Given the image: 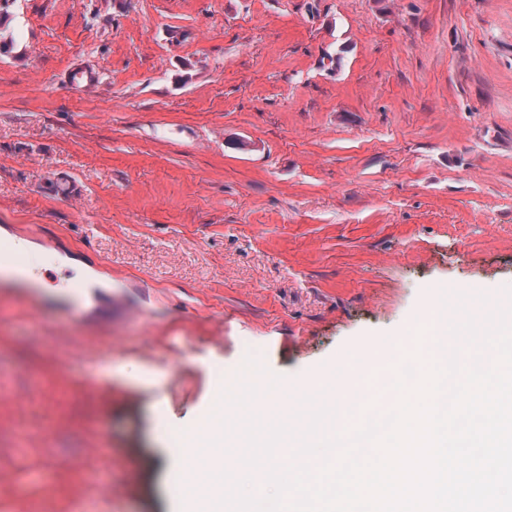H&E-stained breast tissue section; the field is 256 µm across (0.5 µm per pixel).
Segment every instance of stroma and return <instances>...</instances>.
Listing matches in <instances>:
<instances>
[{"label": "stroma", "mask_w": 512, "mask_h": 512, "mask_svg": "<svg viewBox=\"0 0 512 512\" xmlns=\"http://www.w3.org/2000/svg\"><path fill=\"white\" fill-rule=\"evenodd\" d=\"M0 498L187 512L237 378L325 402L430 292L512 286V0H0ZM96 79L76 84L71 75ZM0 270L2 281L15 284V288H2L4 293L13 297L21 304L36 308L43 301L53 297L45 288H30L27 283L23 265L18 258L12 241L0 237ZM88 288H82L79 284H73L71 288H67V291L70 292L69 300H64V303L67 306H74L79 311L78 313L81 317L86 321H92L95 319L94 316L90 315V312H93L98 316L101 305L98 302H95L94 307L87 308L86 306V298H85V290ZM79 298L77 301H73L76 298Z\"/></svg>", "instance_id": "stroma-1"}]
</instances>
